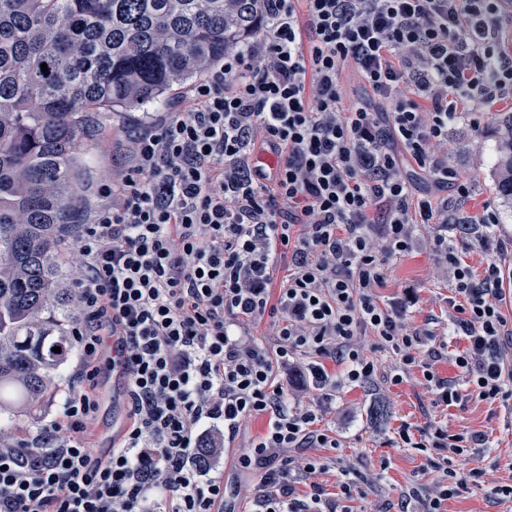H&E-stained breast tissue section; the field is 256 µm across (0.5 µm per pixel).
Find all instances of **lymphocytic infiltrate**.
<instances>
[{"label":"lymphocytic infiltrate","instance_id":"1","mask_svg":"<svg viewBox=\"0 0 512 512\" xmlns=\"http://www.w3.org/2000/svg\"><path fill=\"white\" fill-rule=\"evenodd\" d=\"M503 25L501 0H265L256 35L132 138L101 185L76 240L79 365L61 418L0 446V512H215L233 490L197 450L256 416L267 429L234 462L260 488L254 512H336L311 451L338 448L324 414L346 428L337 393L377 374L369 336L397 357L387 381L420 370L436 404L465 390L512 399L505 272L493 260L474 275L449 245L448 208L470 184L443 152L463 113L512 98ZM347 65L370 101L345 105ZM254 145L276 166L252 163ZM410 159L431 189L413 187ZM427 242L469 342L453 379L407 324L412 295L379 293L389 261ZM265 321L270 343L254 333ZM105 360L125 379L129 426L98 450L87 437ZM398 435L444 458L483 442L440 426Z\"/></svg>","mask_w":512,"mask_h":512}]
</instances>
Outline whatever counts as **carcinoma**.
I'll list each match as a JSON object with an SVG mask.
<instances>
[{
	"label": "carcinoma",
	"instance_id": "carcinoma-1",
	"mask_svg": "<svg viewBox=\"0 0 512 512\" xmlns=\"http://www.w3.org/2000/svg\"><path fill=\"white\" fill-rule=\"evenodd\" d=\"M263 4L0 0L1 414L41 409L71 351L64 241L87 178L77 145L88 114L164 102L255 34ZM503 127L497 190L512 199V113Z\"/></svg>",
	"mask_w": 512,
	"mask_h": 512
}]
</instances>
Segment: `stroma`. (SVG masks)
Segmentation results:
<instances>
[{"mask_svg": "<svg viewBox=\"0 0 512 512\" xmlns=\"http://www.w3.org/2000/svg\"><path fill=\"white\" fill-rule=\"evenodd\" d=\"M501 112L512 113V101L483 106L478 114L479 127H472L470 118H462L448 134V163L471 182L470 195L458 208L459 216L472 222L485 207H493L498 213L501 235L512 237V200L502 197L496 188L497 115ZM159 116L156 110L91 114L89 124L95 139L80 143V157L92 175L80 205L81 220L90 221L100 205L98 191L103 178L124 166L130 134ZM434 268L435 258L430 250L399 256L388 266L381 293L391 297L402 288H417L419 302L414 324L430 332L431 345L442 353L434 366L437 375L453 378L457 369L451 359L465 349L467 340L452 332L454 285L436 279ZM77 362V355L69 356L58 371L53 397L36 414L17 417L12 432L21 436L40 423L60 417L67 395L66 378ZM97 380L99 410L90 441L95 448L106 449L117 433L116 421L128 413L126 388L119 373L106 364ZM422 380L418 372L397 385L378 376L369 383L344 389L337 397V404L358 411L350 428L339 433L338 449L317 451L328 462L320 481L327 494L336 496L338 512H396L412 487L431 484L435 471L427 454L396 447L395 437L403 426L417 438L432 425L446 427L452 434L478 433L486 439L485 445L465 449L449 461L451 469L465 472L477 468L484 476L480 482L457 487L455 495L443 504L445 512H506L499 490L512 485V407L499 401L486 403L468 394L453 406L439 405ZM346 475L357 492L352 499L342 500L337 493Z\"/></svg>", "mask_w": 512, "mask_h": 512, "instance_id": "35a3bbf8", "label": "stroma"}]
</instances>
